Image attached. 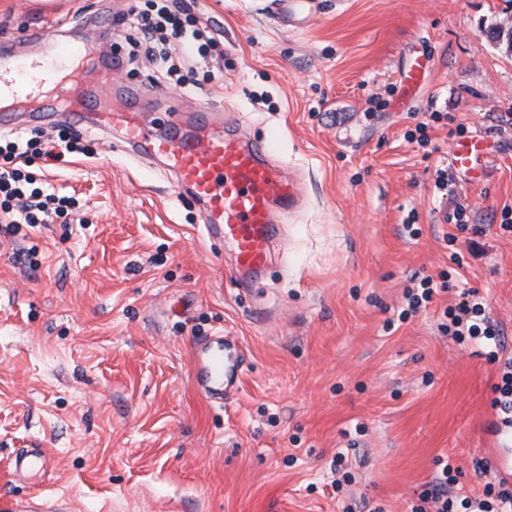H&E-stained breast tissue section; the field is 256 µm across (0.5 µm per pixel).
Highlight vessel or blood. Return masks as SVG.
Returning a JSON list of instances; mask_svg holds the SVG:
<instances>
[{
	"instance_id": "vessel-or-blood-1",
	"label": "vessel or blood",
	"mask_w": 512,
	"mask_h": 512,
	"mask_svg": "<svg viewBox=\"0 0 512 512\" xmlns=\"http://www.w3.org/2000/svg\"><path fill=\"white\" fill-rule=\"evenodd\" d=\"M53 88L58 101L78 105L77 110L61 113V120L75 125L89 122L106 133L120 129L127 154L161 162L179 189L190 192L200 204L207 233L231 245L238 277L255 275L266 267L279 232L276 212L294 210L302 199L300 184L272 160L270 143L245 139L216 124L218 105L211 101L192 115L196 133L180 135L173 131L174 119H167L162 128L144 125L137 112L115 110L79 81L58 80ZM480 152L479 138L457 140L451 163L457 169L472 170ZM194 366L199 394L216 405L235 387L242 362L218 338L202 344Z\"/></svg>"
}]
</instances>
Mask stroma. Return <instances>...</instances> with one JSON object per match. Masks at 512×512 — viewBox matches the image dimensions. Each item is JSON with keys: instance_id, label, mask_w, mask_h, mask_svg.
Listing matches in <instances>:
<instances>
[{"instance_id": "obj_1", "label": "stroma", "mask_w": 512, "mask_h": 512, "mask_svg": "<svg viewBox=\"0 0 512 512\" xmlns=\"http://www.w3.org/2000/svg\"><path fill=\"white\" fill-rule=\"evenodd\" d=\"M129 2L0 0V50L36 31L26 49L47 60L59 35L118 53L102 91L123 88L148 122L170 100L222 101L225 124L276 139L303 204L248 286L157 160L106 151L87 126L94 155L33 164L86 221L0 239V512H338L329 466L351 444L350 491L384 512H410L440 458L482 491L477 463L508 453L498 367L438 319L473 289L512 332V48L487 37L512 27V0H308L299 29L259 0H194L223 74L201 91L129 60L109 29ZM425 121L430 145L409 141ZM476 135L475 170L451 168L452 143ZM460 207L482 228L478 256L445 239ZM443 271L447 290L387 328L413 279ZM213 336L234 337L243 359L221 408L192 383ZM22 448L49 467L16 472Z\"/></svg>"}]
</instances>
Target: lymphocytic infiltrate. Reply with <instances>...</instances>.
<instances>
[{"label": "lymphocytic infiltrate", "mask_w": 512, "mask_h": 512, "mask_svg": "<svg viewBox=\"0 0 512 512\" xmlns=\"http://www.w3.org/2000/svg\"><path fill=\"white\" fill-rule=\"evenodd\" d=\"M111 24L123 32L133 56L159 62L167 76L190 88L197 85L193 74L199 63L211 57L216 44L208 23L194 22L191 0H151L145 8L134 5L115 14ZM93 152L92 141L69 124L56 126L48 135L0 136V232L12 236L25 224L67 219L74 199L45 188L31 165ZM439 329L457 343L478 342L485 358L499 363L493 407L501 424L512 428V355L501 324L490 316L478 291H463L458 302L445 307ZM436 466L411 512H512L511 483L489 482L476 494L460 486L459 471L450 463L440 459Z\"/></svg>", "instance_id": "1"}]
</instances>
